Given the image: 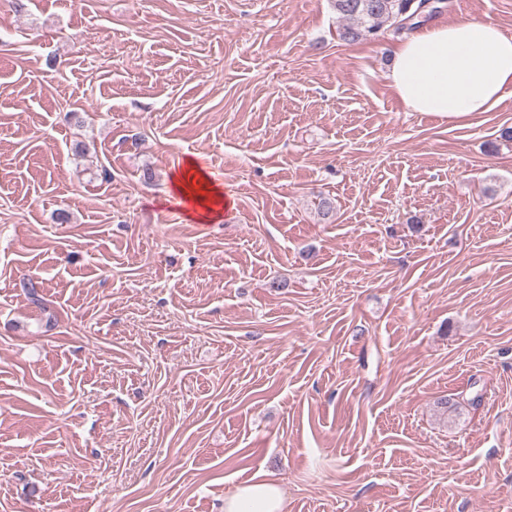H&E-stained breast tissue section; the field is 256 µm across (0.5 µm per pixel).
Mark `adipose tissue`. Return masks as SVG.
Listing matches in <instances>:
<instances>
[{
	"mask_svg": "<svg viewBox=\"0 0 512 512\" xmlns=\"http://www.w3.org/2000/svg\"><path fill=\"white\" fill-rule=\"evenodd\" d=\"M387 79L408 110L464 120L512 90V37L495 22L471 17L426 26L397 44ZM173 187L198 221L220 219L227 206L221 186L195 161H187ZM224 512H286L281 481L257 473L225 497Z\"/></svg>",
	"mask_w": 512,
	"mask_h": 512,
	"instance_id": "1",
	"label": "adipose tissue"
}]
</instances>
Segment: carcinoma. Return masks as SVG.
<instances>
[{"label":"carcinoma","instance_id":"carcinoma-1","mask_svg":"<svg viewBox=\"0 0 512 512\" xmlns=\"http://www.w3.org/2000/svg\"><path fill=\"white\" fill-rule=\"evenodd\" d=\"M443 0H332L339 18L346 21L340 30L345 42L376 38L388 29L408 30L421 25L437 11Z\"/></svg>","mask_w":512,"mask_h":512}]
</instances>
